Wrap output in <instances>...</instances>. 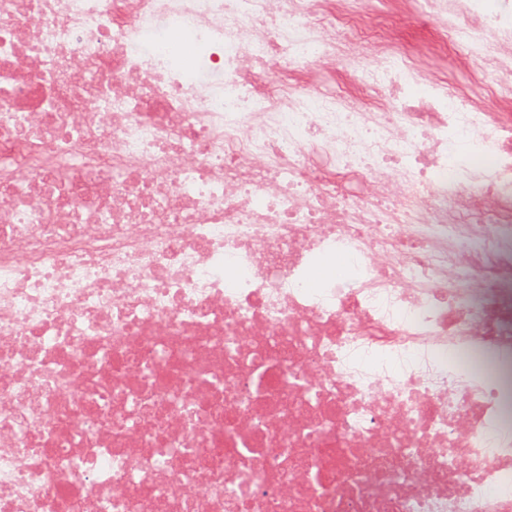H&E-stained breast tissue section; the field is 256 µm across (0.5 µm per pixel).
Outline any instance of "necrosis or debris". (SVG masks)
<instances>
[{"instance_id":"1","label":"necrosis or debris","mask_w":512,"mask_h":512,"mask_svg":"<svg viewBox=\"0 0 512 512\" xmlns=\"http://www.w3.org/2000/svg\"><path fill=\"white\" fill-rule=\"evenodd\" d=\"M0 512H512V0H0ZM435 65L441 69L447 70L448 79L453 82L469 88L474 92H480L484 86L490 81L491 74L489 73H476V72H465L456 67L453 64L451 57L440 56L435 59Z\"/></svg>"}]
</instances>
